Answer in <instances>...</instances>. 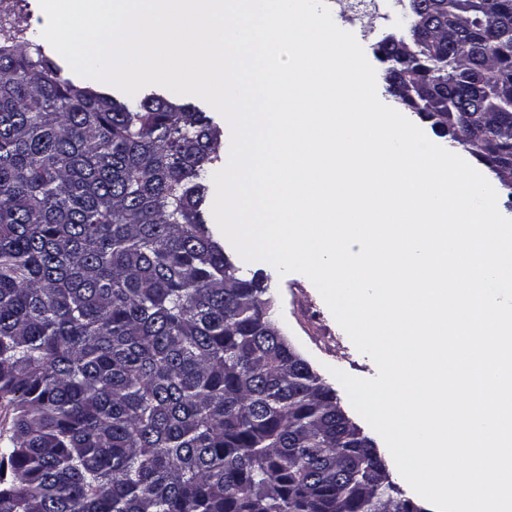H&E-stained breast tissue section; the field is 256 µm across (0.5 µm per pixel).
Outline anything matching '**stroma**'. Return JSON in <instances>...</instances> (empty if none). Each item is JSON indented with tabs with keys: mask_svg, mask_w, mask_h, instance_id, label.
<instances>
[{
	"mask_svg": "<svg viewBox=\"0 0 512 512\" xmlns=\"http://www.w3.org/2000/svg\"><path fill=\"white\" fill-rule=\"evenodd\" d=\"M325 4L331 14L337 15L338 27L355 36L368 61L373 62L378 71L382 70L383 65L377 62L374 54L376 43L389 34L407 35L412 22L404 0H377L370 17L361 24L339 18L341 6L337 0H325ZM239 267L246 277L258 270L268 276L276 323L313 370L335 390L351 421L372 439L380 455L386 457L387 469L398 484L403 498L417 500V493L403 480L394 461L389 460V450L381 436L353 408L345 389L332 374L333 369L337 368L358 378L376 377L377 367L373 359L357 350L306 276L300 273L279 275L272 265L262 261H243Z\"/></svg>",
	"mask_w": 512,
	"mask_h": 512,
	"instance_id": "35a3bbf8",
	"label": "stroma"
}]
</instances>
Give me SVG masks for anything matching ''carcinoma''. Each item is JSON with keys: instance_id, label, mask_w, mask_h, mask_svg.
<instances>
[{"instance_id": "obj_1", "label": "carcinoma", "mask_w": 512, "mask_h": 512, "mask_svg": "<svg viewBox=\"0 0 512 512\" xmlns=\"http://www.w3.org/2000/svg\"><path fill=\"white\" fill-rule=\"evenodd\" d=\"M408 8L386 92L512 198V0ZM62 72L0 21V512H410L205 222L210 119Z\"/></svg>"}]
</instances>
